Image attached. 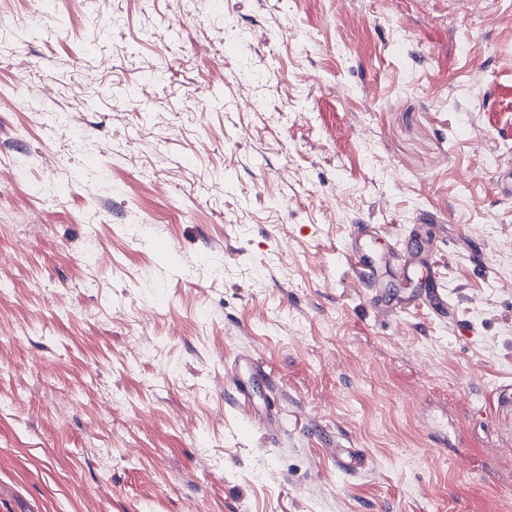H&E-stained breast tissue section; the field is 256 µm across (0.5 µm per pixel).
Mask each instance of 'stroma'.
I'll return each mask as SVG.
<instances>
[{
    "instance_id": "stroma-1",
    "label": "stroma",
    "mask_w": 512,
    "mask_h": 512,
    "mask_svg": "<svg viewBox=\"0 0 512 512\" xmlns=\"http://www.w3.org/2000/svg\"><path fill=\"white\" fill-rule=\"evenodd\" d=\"M510 163L512 0H0V512H512ZM347 263L365 288H373L381 257L366 244L352 246L345 253ZM230 382L242 411L267 433L277 434L282 411L270 396L274 377L262 361L251 355L240 356L231 369ZM257 398L263 401L261 408L256 406Z\"/></svg>"
}]
</instances>
